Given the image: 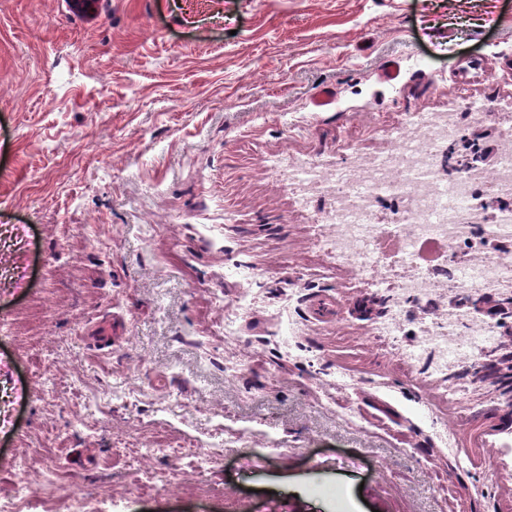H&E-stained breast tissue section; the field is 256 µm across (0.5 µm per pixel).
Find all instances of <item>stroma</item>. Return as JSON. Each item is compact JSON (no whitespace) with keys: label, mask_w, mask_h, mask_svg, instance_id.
<instances>
[{"label":"stroma","mask_w":512,"mask_h":512,"mask_svg":"<svg viewBox=\"0 0 512 512\" xmlns=\"http://www.w3.org/2000/svg\"><path fill=\"white\" fill-rule=\"evenodd\" d=\"M69 2L0 0V496L27 457L23 512H47L50 448L92 512H512V428L458 424L469 389L368 347L355 306L374 281L300 269L327 201L300 204L280 171L334 174L459 101L499 133L512 0ZM394 60L401 80L380 82ZM34 300L52 310L35 333ZM44 351L57 396L18 398ZM157 439L174 455L142 454ZM144 477L158 494L132 497Z\"/></svg>","instance_id":"35a3bbf8"}]
</instances>
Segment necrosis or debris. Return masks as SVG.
Masks as SVG:
<instances>
[{
	"label": "necrosis or debris",
	"instance_id": "1",
	"mask_svg": "<svg viewBox=\"0 0 512 512\" xmlns=\"http://www.w3.org/2000/svg\"><path fill=\"white\" fill-rule=\"evenodd\" d=\"M468 112L480 120L482 111L470 102L460 112H424L409 116L391 133L392 150L338 171L334 180H321L316 161L300 163L288 177L332 201L319 216L337 262L358 275L390 272L396 279L389 317L374 326L378 336H404L408 309L427 304L447 289L456 298L442 319L421 324L418 337L406 349L409 365L432 357L455 369L497 342V330L462 297L487 291L512 296V264L493 255L472 261L483 243L512 242V128L502 129L493 170L474 165L450 174L451 151L466 135L460 119ZM492 192L504 205L484 213V192ZM399 200L393 223L376 221L379 202ZM394 238L402 250L387 255L377 242Z\"/></svg>",
	"mask_w": 512,
	"mask_h": 512
}]
</instances>
